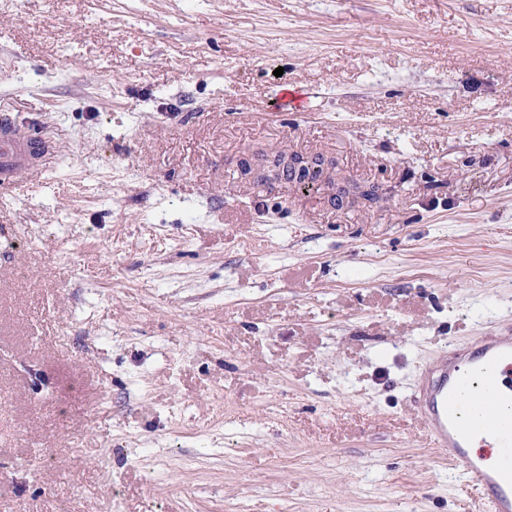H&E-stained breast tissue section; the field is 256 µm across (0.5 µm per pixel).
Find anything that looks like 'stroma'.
<instances>
[{
    "instance_id": "stroma-1",
    "label": "stroma",
    "mask_w": 512,
    "mask_h": 512,
    "mask_svg": "<svg viewBox=\"0 0 512 512\" xmlns=\"http://www.w3.org/2000/svg\"><path fill=\"white\" fill-rule=\"evenodd\" d=\"M1 110L0 512H476L410 395L512 324V0H0ZM277 106L281 110L302 111L307 105L308 97L298 87H283L276 96ZM59 147L48 137L31 132L17 116L0 115V185L17 189L28 178L41 177ZM328 170L329 164L321 156L315 158V155L304 156L302 154L281 153L279 155H270L257 170V177L266 181L286 180V174L288 173V179H291V183L306 191H318L322 187L331 186L333 192L330 194V198H337L335 202L340 203L339 209L352 202V199L355 197L353 191L357 194L362 191H373L375 197L378 200L380 199L382 188L376 184H355L335 188V183L334 185L332 184ZM356 185L359 186V189H354ZM344 189L346 192L343 191Z\"/></svg>"
}]
</instances>
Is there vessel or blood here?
<instances>
[{"label":"vessel or blood","mask_w":512,"mask_h":512,"mask_svg":"<svg viewBox=\"0 0 512 512\" xmlns=\"http://www.w3.org/2000/svg\"><path fill=\"white\" fill-rule=\"evenodd\" d=\"M279 109L301 111L307 96L298 87L282 88ZM59 153L48 137L31 132L17 116L0 115V187L15 189L42 176ZM471 382L488 415L476 423L459 406L464 382ZM413 405L454 475L476 487L485 512H512V328L488 323L477 336L440 352L423 365L412 395ZM498 456V468L486 461Z\"/></svg>","instance_id":"vessel-or-blood-1"}]
</instances>
